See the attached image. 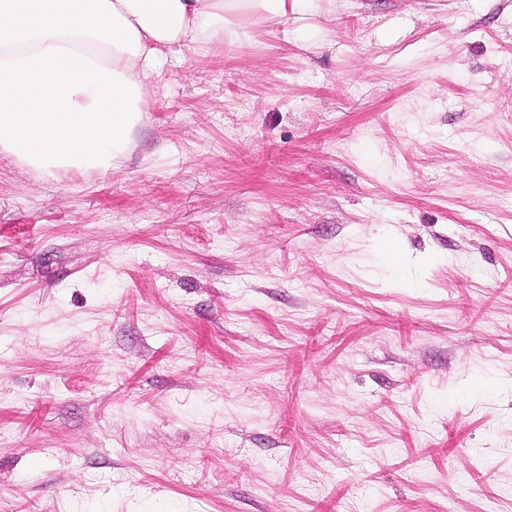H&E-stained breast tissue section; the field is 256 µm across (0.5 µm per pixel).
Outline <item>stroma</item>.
I'll return each mask as SVG.
<instances>
[{"instance_id":"stroma-1","label":"stroma","mask_w":512,"mask_h":512,"mask_svg":"<svg viewBox=\"0 0 512 512\" xmlns=\"http://www.w3.org/2000/svg\"><path fill=\"white\" fill-rule=\"evenodd\" d=\"M149 91L108 171L0 154V512H512V0Z\"/></svg>"}]
</instances>
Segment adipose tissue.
<instances>
[{"instance_id":"1","label":"adipose tissue","mask_w":512,"mask_h":512,"mask_svg":"<svg viewBox=\"0 0 512 512\" xmlns=\"http://www.w3.org/2000/svg\"><path fill=\"white\" fill-rule=\"evenodd\" d=\"M323 0H0V149L31 169L112 168L163 52L287 27Z\"/></svg>"}]
</instances>
